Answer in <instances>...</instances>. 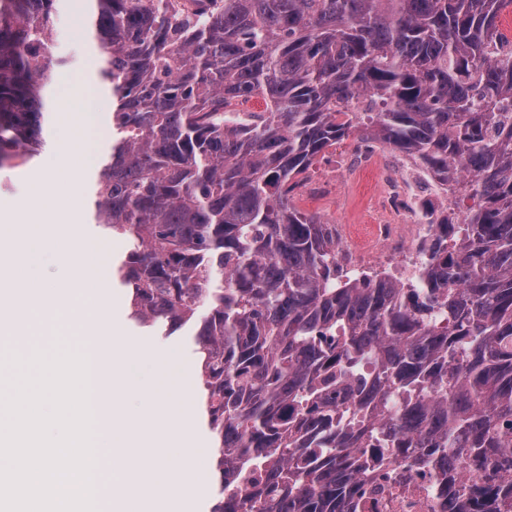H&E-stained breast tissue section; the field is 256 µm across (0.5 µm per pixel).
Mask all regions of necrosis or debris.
<instances>
[{
  "mask_svg": "<svg viewBox=\"0 0 512 512\" xmlns=\"http://www.w3.org/2000/svg\"><path fill=\"white\" fill-rule=\"evenodd\" d=\"M358 173H372L378 179L373 207L380 220L368 243L358 245L341 237L340 246L349 264L363 272L393 270L402 279L414 277L418 246L430 229L423 203L442 199L424 171L388 155L380 146L359 143L327 157L313 177L298 184L295 194L326 199L341 193L345 176ZM477 478L476 472L463 468L450 472L434 462L392 466L367 480L355 512H451L449 482L469 484Z\"/></svg>",
  "mask_w": 512,
  "mask_h": 512,
  "instance_id": "obj_1",
  "label": "necrosis or debris"
}]
</instances>
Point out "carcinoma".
Segmentation results:
<instances>
[{
	"label": "carcinoma",
	"instance_id": "1",
	"mask_svg": "<svg viewBox=\"0 0 512 512\" xmlns=\"http://www.w3.org/2000/svg\"><path fill=\"white\" fill-rule=\"evenodd\" d=\"M57 0H0V167L45 140ZM116 105L87 202L127 241L112 277L156 333L200 322L213 512H344L361 480L448 460L512 512V0H91ZM258 98L249 128L224 105ZM354 137L465 181L412 281L344 272L293 205Z\"/></svg>",
	"mask_w": 512,
	"mask_h": 512
}]
</instances>
